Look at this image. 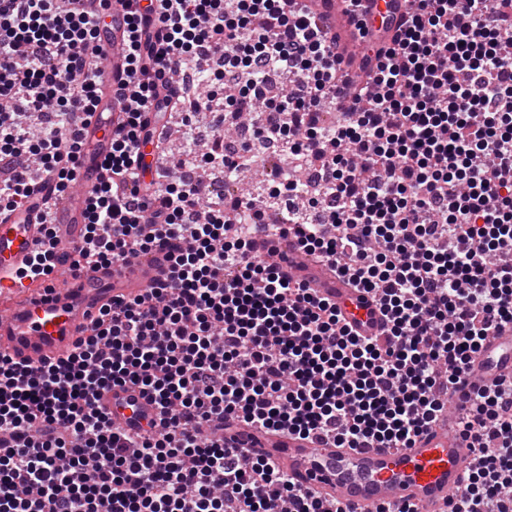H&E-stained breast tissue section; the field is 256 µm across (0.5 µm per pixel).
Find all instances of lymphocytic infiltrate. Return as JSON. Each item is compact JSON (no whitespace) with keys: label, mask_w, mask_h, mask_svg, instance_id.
Returning a JSON list of instances; mask_svg holds the SVG:
<instances>
[{"label":"lymphocytic infiltrate","mask_w":512,"mask_h":512,"mask_svg":"<svg viewBox=\"0 0 512 512\" xmlns=\"http://www.w3.org/2000/svg\"><path fill=\"white\" fill-rule=\"evenodd\" d=\"M0 0V211L37 184L74 182L76 128L104 73L94 0ZM137 109L112 130L109 178L87 206L75 266L126 262L170 240L169 278L104 307L65 359L0 357V512H342L264 459L224 445L225 421L348 448H406L443 412L473 354L512 323V0H408L392 45H367L378 89H352L303 11L284 0H129ZM161 37L143 31L152 17ZM216 59L234 92L192 98L186 59ZM289 88L268 95L271 72ZM181 80L170 88L168 77ZM344 116L329 126L327 107ZM240 112L322 184L280 172L257 196L212 192L199 165L235 182L246 154L215 133L200 164L147 185L148 114ZM52 114L32 139L20 117ZM292 226L308 255L372 292L384 342L341 326L334 304L292 282L258 234ZM136 386L158 420L121 428L97 398ZM458 430L478 451L448 512H512V380L475 392Z\"/></svg>","instance_id":"lymphocytic-infiltrate-1"}]
</instances>
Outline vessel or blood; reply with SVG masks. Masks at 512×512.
<instances>
[{"label": "vessel or blood", "mask_w": 512, "mask_h": 512, "mask_svg": "<svg viewBox=\"0 0 512 512\" xmlns=\"http://www.w3.org/2000/svg\"><path fill=\"white\" fill-rule=\"evenodd\" d=\"M314 17L319 33L343 62L357 58L361 33L391 42L407 8L406 0H297ZM130 6L109 0L101 44L106 51V84L102 108L94 112L79 137L84 142L78 187L69 189L56 206L45 204L40 189L14 211L0 214V353L23 366H42L66 357L85 338V328L105 305L135 297L162 280L169 267L167 253L153 250L129 263L76 269L73 250L83 240L91 190L107 177L102 161L111 151L109 126L134 107V88L125 74ZM53 229L58 246L55 269L31 281L22 273L46 229ZM292 234L277 233L260 240L261 250L274 249L294 280L318 297L335 303L341 323L366 338L384 339L388 320L371 296L360 293L327 266L297 253ZM512 378V325L490 336L458 384L451 405H464L474 387ZM99 406L113 418L134 427L157 414L156 405L138 389L102 391ZM224 445L240 449L243 458L262 456L296 483L345 512H376L382 505H414L418 512H444L458 497L474 453L467 441L440 418L411 447L339 448L314 438L257 430L246 425L225 428Z\"/></svg>", "instance_id": "vessel-or-blood-1"}]
</instances>
